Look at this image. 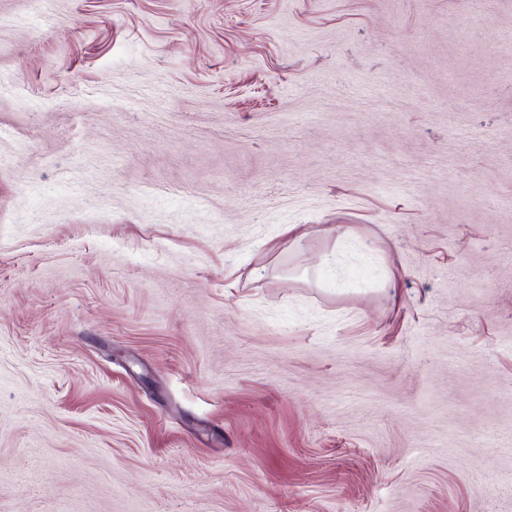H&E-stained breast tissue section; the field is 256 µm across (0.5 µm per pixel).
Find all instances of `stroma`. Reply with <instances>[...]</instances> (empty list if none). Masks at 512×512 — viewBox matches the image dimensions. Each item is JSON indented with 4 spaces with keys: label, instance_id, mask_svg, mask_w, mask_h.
Returning a JSON list of instances; mask_svg holds the SVG:
<instances>
[{
    "label": "stroma",
    "instance_id": "1",
    "mask_svg": "<svg viewBox=\"0 0 512 512\" xmlns=\"http://www.w3.org/2000/svg\"><path fill=\"white\" fill-rule=\"evenodd\" d=\"M0 512H512V0H0Z\"/></svg>",
    "mask_w": 512,
    "mask_h": 512
}]
</instances>
